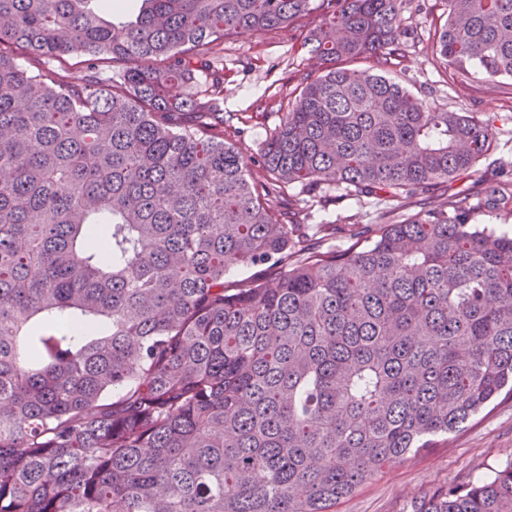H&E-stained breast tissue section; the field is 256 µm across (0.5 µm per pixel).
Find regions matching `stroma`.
Here are the masks:
<instances>
[{"label":"stroma","instance_id":"1","mask_svg":"<svg viewBox=\"0 0 512 512\" xmlns=\"http://www.w3.org/2000/svg\"><path fill=\"white\" fill-rule=\"evenodd\" d=\"M444 0H410L403 25L408 31L404 55L389 77L404 84L433 108L496 116L500 142L489 160L479 161L470 177L455 182V190L475 191L488 162L512 164V79L486 81L475 73L454 74L440 63L433 24L445 20ZM304 34L288 27L226 40L224 43L225 111L248 120L232 140L250 176H258L256 157L269 126L277 121L279 102L313 70L302 46ZM415 199L403 208L383 210L340 200L313 210V223L336 227L335 243L348 247L363 232L391 224L418 211ZM512 461V398L499 400L466 427L446 438L425 455L383 466L336 512H413L416 499L435 487L452 485L464 476L477 477Z\"/></svg>","mask_w":512,"mask_h":512}]
</instances>
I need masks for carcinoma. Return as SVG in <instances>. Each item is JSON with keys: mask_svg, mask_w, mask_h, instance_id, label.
<instances>
[{"mask_svg": "<svg viewBox=\"0 0 512 512\" xmlns=\"http://www.w3.org/2000/svg\"><path fill=\"white\" fill-rule=\"evenodd\" d=\"M408 2L0 0V512H336L512 396V174L453 191L496 127L351 67ZM446 7V67L512 78V0ZM290 26L319 74L253 180L217 47ZM294 187L429 201L322 252ZM413 512H512V461Z\"/></svg>", "mask_w": 512, "mask_h": 512, "instance_id": "cac0c4a2", "label": "carcinoma"}]
</instances>
